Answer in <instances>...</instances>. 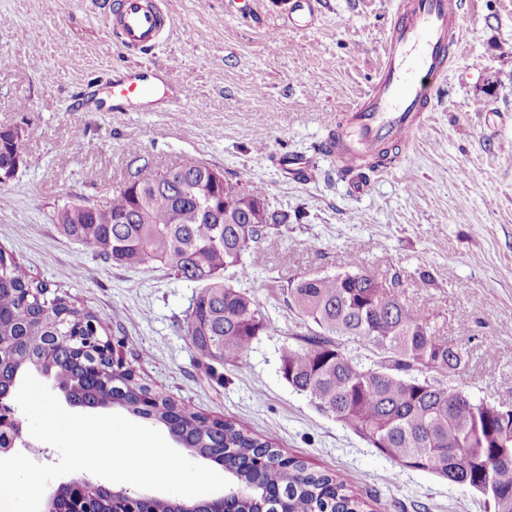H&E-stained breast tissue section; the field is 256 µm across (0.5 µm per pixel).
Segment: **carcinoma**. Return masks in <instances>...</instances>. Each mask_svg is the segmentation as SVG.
I'll return each mask as SVG.
<instances>
[{"mask_svg": "<svg viewBox=\"0 0 512 512\" xmlns=\"http://www.w3.org/2000/svg\"><path fill=\"white\" fill-rule=\"evenodd\" d=\"M22 132L0 128V185L24 163ZM381 148L368 170L395 161ZM101 207L69 203L54 216L62 233L118 266L160 264L200 290L185 317L186 336L207 368L236 363L271 324L246 290L226 282L234 270L250 275L252 245L288 224V213L269 205L260 185L224 179L196 160L158 171L149 162L128 172ZM234 192L233 214L224 192ZM290 306L318 331L281 349L280 373L323 413L355 432L379 454L400 465L467 485L492 501L494 512H512V409L460 395L448 373L466 366L461 348L431 325V310L404 304L379 276L367 271L290 280ZM64 312L58 325L50 310ZM112 316L79 304L29 275L13 253L0 248V388L15 387L34 371L65 389L81 406L113 405L167 430L172 440L224 464L230 481L224 497L195 501L194 512H365L337 474L313 471L297 458L232 422L210 421L175 403L164 391L132 376L109 377L108 360L57 342L72 336L108 339ZM364 341L369 364L344 342ZM138 512H184L183 503L154 499ZM81 512H133L88 495Z\"/></svg>", "mask_w": 512, "mask_h": 512, "instance_id": "1", "label": "carcinoma"}]
</instances>
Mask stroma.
Returning <instances> with one entry per match:
<instances>
[{
    "label": "stroma",
    "mask_w": 512,
    "mask_h": 512,
    "mask_svg": "<svg viewBox=\"0 0 512 512\" xmlns=\"http://www.w3.org/2000/svg\"><path fill=\"white\" fill-rule=\"evenodd\" d=\"M156 2L169 23L155 55L173 60L170 80L185 96L106 112L81 100L82 88L107 92L109 73L141 57L94 0H0V127L35 130L24 164L0 186V248L112 315V342L140 382L344 475L367 512L383 502L388 512H490L480 493L379 455L319 411L281 376L279 356L306 331L288 279L363 268L409 304L437 297L441 335L470 358L449 384L512 406V0H462L465 48L434 112L361 195L320 146L375 82L396 0H320L306 28L289 26L288 0ZM288 156L305 160L303 176L290 173ZM186 158L264 186L271 206L300 215L257 247L250 279L225 274L274 330L219 380L185 334L196 284L157 264L116 265L54 221L66 203L108 201L139 160L163 169Z\"/></svg>",
    "instance_id": "obj_1"
}]
</instances>
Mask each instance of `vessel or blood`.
<instances>
[{
  "mask_svg": "<svg viewBox=\"0 0 512 512\" xmlns=\"http://www.w3.org/2000/svg\"><path fill=\"white\" fill-rule=\"evenodd\" d=\"M96 5L117 39L152 56L164 21L149 0H121L115 12L109 0ZM461 13V0H402L398 6L376 82L349 109L338 135L325 142L340 169L349 172L354 191L368 185L364 158L387 143L409 144L423 128L434 105V85L445 76L452 50L463 47ZM169 72V64L157 60L119 69L111 79L112 97L142 102L160 95L178 102L184 92L168 82Z\"/></svg>",
  "mask_w": 512,
  "mask_h": 512,
  "instance_id": "b4317fda",
  "label": "vessel or blood"
}]
</instances>
